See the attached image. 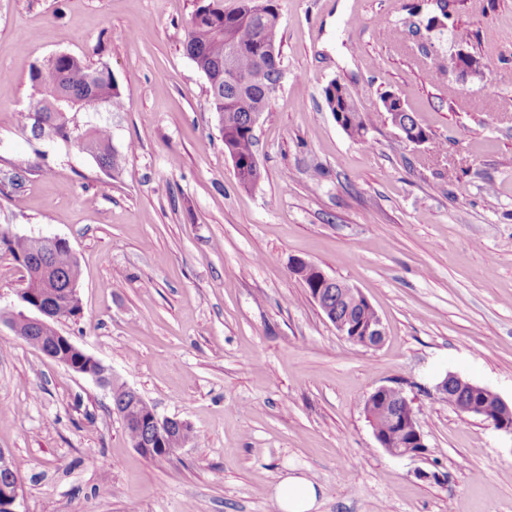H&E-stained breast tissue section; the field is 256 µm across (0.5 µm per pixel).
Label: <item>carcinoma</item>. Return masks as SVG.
Instances as JSON below:
<instances>
[{
    "label": "carcinoma",
    "mask_w": 512,
    "mask_h": 512,
    "mask_svg": "<svg viewBox=\"0 0 512 512\" xmlns=\"http://www.w3.org/2000/svg\"><path fill=\"white\" fill-rule=\"evenodd\" d=\"M254 0H241L240 6L224 11V0H201L193 11L184 49L188 57L205 75L208 82L211 110L224 118V142L233 148L235 156L247 160L250 166L235 174L238 185L250 189L256 185L251 164L259 162L255 149V136L251 134L254 112L267 111L270 102L264 101L267 87L278 82L284 73L281 57L268 59L262 53L267 46H280L281 25L270 20L269 15L278 13L274 0H262L263 8L252 6ZM232 54L236 67L248 76L244 86L229 85L224 81V57ZM34 110L22 115V124L35 133V129L65 142H77L74 135L78 116L82 113L100 112L104 109L119 112L124 99L118 80L112 70L101 63L92 66L82 58L68 53L53 56L48 62L34 64L30 71ZM336 94L323 89V97L329 111L344 113V131L353 139L365 144L367 122L357 107L359 94L346 84H335ZM391 123L407 124L410 129L424 133V128L414 113L407 110L387 111ZM95 146L94 161L108 173L120 167V154L112 143V130L108 124H89L81 131ZM0 249L8 251L15 260L28 263L26 288H49L53 291L47 306V324L36 326L21 324L20 335L28 337L35 346L52 343L55 319L75 317L66 288L79 279L76 257L67 244L40 245L28 236L0 233ZM336 317L370 322L375 310L361 306L341 295V290L326 289ZM482 401V395L467 388L455 386L448 389V406L461 408ZM379 427L394 448H403L408 433L394 427L386 414L379 417ZM126 433L134 440L149 437L161 448H173L175 442L167 436H158L148 425L131 426Z\"/></svg>",
    "instance_id": "cac0c4a2"
}]
</instances>
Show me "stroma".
I'll list each match as a JSON object with an SVG mask.
<instances>
[{"mask_svg":"<svg viewBox=\"0 0 512 512\" xmlns=\"http://www.w3.org/2000/svg\"><path fill=\"white\" fill-rule=\"evenodd\" d=\"M275 3L284 77L246 190L183 48L196 0H0V229L69 243L82 311L57 329L193 433L142 455L108 388L17 336L28 274L2 250L0 449L20 512H275L289 473L320 485L316 512H512V433L433 393L451 372L512 404V0H448L434 28L436 0ZM465 46L482 78L452 69ZM59 53L120 84L124 110L93 116L118 174L20 122L32 64ZM333 80L361 90L367 144L326 109ZM385 92L430 142L400 139ZM298 259L366 296L379 347L338 336ZM397 383L418 455L380 448L365 418Z\"/></svg>","mask_w":512,"mask_h":512,"instance_id":"1","label":"stroma"}]
</instances>
